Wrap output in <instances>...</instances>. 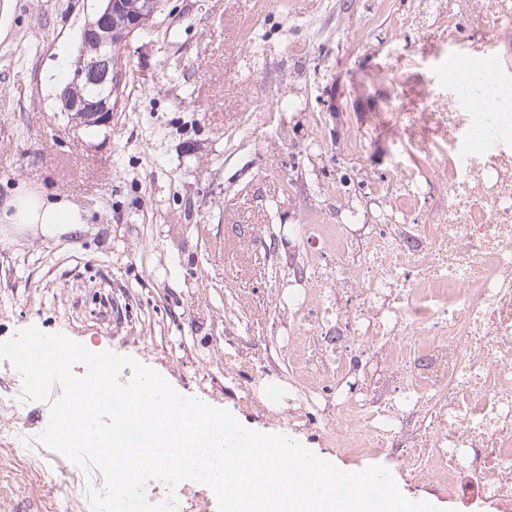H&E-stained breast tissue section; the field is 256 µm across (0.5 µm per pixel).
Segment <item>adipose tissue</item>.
Returning <instances> with one entry per match:
<instances>
[{
	"label": "adipose tissue",
	"mask_w": 512,
	"mask_h": 512,
	"mask_svg": "<svg viewBox=\"0 0 512 512\" xmlns=\"http://www.w3.org/2000/svg\"><path fill=\"white\" fill-rule=\"evenodd\" d=\"M0 222L35 224L42 234L56 236L82 230L85 215L69 200L36 195L20 188L9 200L7 210L0 212Z\"/></svg>",
	"instance_id": "adipose-tissue-1"
}]
</instances>
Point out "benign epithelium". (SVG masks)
Here are the masks:
<instances>
[{
    "label": "benign epithelium",
    "instance_id": "1",
    "mask_svg": "<svg viewBox=\"0 0 512 512\" xmlns=\"http://www.w3.org/2000/svg\"><path fill=\"white\" fill-rule=\"evenodd\" d=\"M162 2L147 0L140 15L123 19L124 0H101L100 8L85 23L71 81L62 94L64 108L80 123L101 127L112 124V99L122 92L124 80L116 53L135 32L151 23ZM80 85L92 88L93 93L75 94V88Z\"/></svg>",
    "mask_w": 512,
    "mask_h": 512
}]
</instances>
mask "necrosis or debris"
Masks as SVG:
<instances>
[{
    "label": "necrosis or debris",
    "instance_id": "1",
    "mask_svg": "<svg viewBox=\"0 0 512 512\" xmlns=\"http://www.w3.org/2000/svg\"><path fill=\"white\" fill-rule=\"evenodd\" d=\"M412 25L441 43L416 111L404 98L393 161L373 183L379 226L298 224L320 295L289 296V349L309 345L336 380L348 448L402 451L419 478L470 476L477 496L512 512V125L487 128L472 85L512 88V0H418ZM425 156V168L411 166ZM23 455L57 468V512H91L87 472L33 443Z\"/></svg>",
    "mask_w": 512,
    "mask_h": 512
}]
</instances>
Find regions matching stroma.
I'll use <instances>...</instances> for the list:
<instances>
[{
	"mask_svg": "<svg viewBox=\"0 0 512 512\" xmlns=\"http://www.w3.org/2000/svg\"><path fill=\"white\" fill-rule=\"evenodd\" d=\"M98 0H10L0 16V206L18 187L76 203L83 231L46 237L0 223V340L34 326L157 370L181 395L244 426L294 439L345 471L386 467L400 490L443 512H497L449 496L397 455L337 446L336 385L304 388L290 329L308 243L296 224H332L347 206L341 176L375 181L390 160V105L427 92L418 65L379 47L436 48L401 27L411 0H165L120 51L124 96L102 130L64 115L52 84L73 64ZM289 102L277 110L278 101ZM364 135L353 153L350 141ZM366 238L380 199L358 190ZM243 356L258 375L225 372ZM288 388L283 402L259 393ZM309 399L310 421L288 425ZM50 405L0 406V512H54L58 471L21 462L18 440L47 426Z\"/></svg>",
	"mask_w": 512,
	"mask_h": 512,
	"instance_id": "1",
	"label": "stroma"
}]
</instances>
